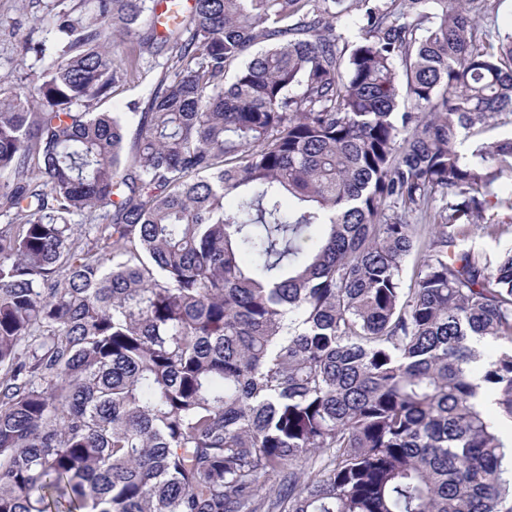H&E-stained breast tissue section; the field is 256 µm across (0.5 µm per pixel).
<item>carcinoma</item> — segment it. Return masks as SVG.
<instances>
[{"label":"carcinoma","mask_w":512,"mask_h":512,"mask_svg":"<svg viewBox=\"0 0 512 512\" xmlns=\"http://www.w3.org/2000/svg\"><path fill=\"white\" fill-rule=\"evenodd\" d=\"M157 4L0 79V512H512V249L475 245L512 227V34L487 0ZM157 42L125 159L90 108ZM490 7L481 19V25L490 29L494 38L512 31V0H489Z\"/></svg>","instance_id":"obj_1"}]
</instances>
